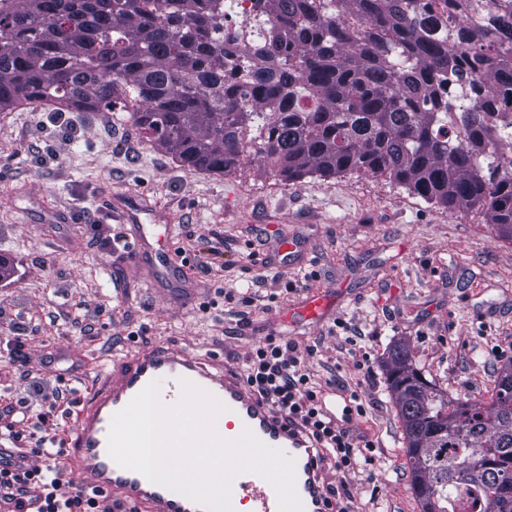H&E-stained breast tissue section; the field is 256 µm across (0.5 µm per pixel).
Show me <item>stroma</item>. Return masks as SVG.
<instances>
[{
    "label": "stroma",
    "mask_w": 512,
    "mask_h": 512,
    "mask_svg": "<svg viewBox=\"0 0 512 512\" xmlns=\"http://www.w3.org/2000/svg\"><path fill=\"white\" fill-rule=\"evenodd\" d=\"M51 106L0 110V408L32 395L6 342L28 337L33 370L91 387L102 364L155 344L215 353L241 370L268 338L295 342L320 397L352 405L350 431L373 464L331 470L353 512H419L403 429L386 380L405 342L449 399L491 398L512 365V241L483 210H450L396 183L358 174L282 181L257 164L190 171L141 138L128 111L76 112L74 136L40 133ZM147 204L175 227L194 301L150 288L151 266L105 257L98 237L121 222L108 192ZM328 318L293 327L310 293ZM137 332L129 340V332Z\"/></svg>",
    "instance_id": "35a3bbf8"
}]
</instances>
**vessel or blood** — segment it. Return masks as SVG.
Returning <instances> with one entry per match:
<instances>
[{
  "label": "vessel or blood",
  "mask_w": 512,
  "mask_h": 512,
  "mask_svg": "<svg viewBox=\"0 0 512 512\" xmlns=\"http://www.w3.org/2000/svg\"><path fill=\"white\" fill-rule=\"evenodd\" d=\"M145 212L134 199L125 200L119 209L127 259L135 265L152 259L157 279L179 291L183 303H192L184 284L175 278L183 263L166 245L172 225L143 223ZM330 306L328 297L312 295L289 316L294 322L317 323ZM154 380L160 383V401L167 407L178 403L184 382L210 392L226 406L214 423L220 438L230 441L248 430L264 445L283 450L295 460L296 489L304 512H335L336 504L327 494L324 480L329 456L308 428L274 412L245 378L226 368L215 355L195 356L165 344L114 359L104 380L90 387L79 402L76 425L62 445L68 450L64 459L68 472L84 488L104 492L126 505L128 512H204L188 497L119 467L108 454L112 416ZM231 502L234 512H279L273 484L251 471L234 477Z\"/></svg>",
  "instance_id": "b4317fda"
}]
</instances>
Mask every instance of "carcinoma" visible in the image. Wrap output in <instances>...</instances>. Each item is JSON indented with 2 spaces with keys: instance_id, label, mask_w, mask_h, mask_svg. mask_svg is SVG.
Returning a JSON list of instances; mask_svg holds the SVG:
<instances>
[{
  "instance_id": "cac0c4a2",
  "label": "carcinoma",
  "mask_w": 512,
  "mask_h": 512,
  "mask_svg": "<svg viewBox=\"0 0 512 512\" xmlns=\"http://www.w3.org/2000/svg\"><path fill=\"white\" fill-rule=\"evenodd\" d=\"M449 2L254 0L241 25L227 0H0V109L135 103L189 170L385 177L512 240V0ZM387 380L420 512H512V365L487 404H450L404 343Z\"/></svg>"
}]
</instances>
